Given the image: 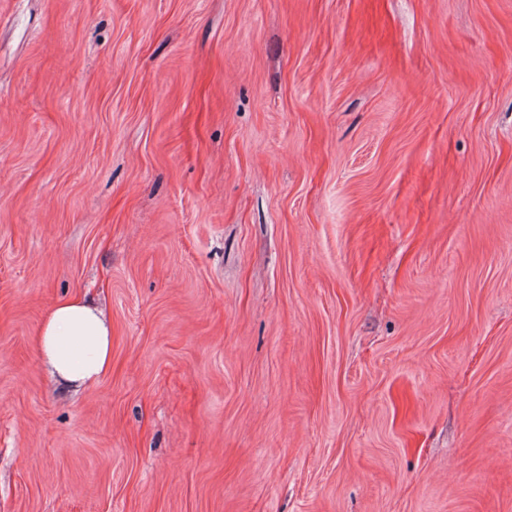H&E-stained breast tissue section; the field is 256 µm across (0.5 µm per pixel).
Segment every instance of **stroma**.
<instances>
[{
  "instance_id": "35a3bbf8",
  "label": "stroma",
  "mask_w": 512,
  "mask_h": 512,
  "mask_svg": "<svg viewBox=\"0 0 512 512\" xmlns=\"http://www.w3.org/2000/svg\"><path fill=\"white\" fill-rule=\"evenodd\" d=\"M0 512H512V0H0ZM35 343L51 373L72 389L94 384L112 368V325L84 295L59 300Z\"/></svg>"
}]
</instances>
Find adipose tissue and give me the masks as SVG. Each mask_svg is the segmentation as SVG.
Returning a JSON list of instances; mask_svg holds the SVG:
<instances>
[{"mask_svg":"<svg viewBox=\"0 0 512 512\" xmlns=\"http://www.w3.org/2000/svg\"><path fill=\"white\" fill-rule=\"evenodd\" d=\"M35 343L51 373L72 389L94 384L112 367V326L83 295L59 300Z\"/></svg>","mask_w":512,"mask_h":512,"instance_id":"ef3b65f1","label":"adipose tissue"}]
</instances>
